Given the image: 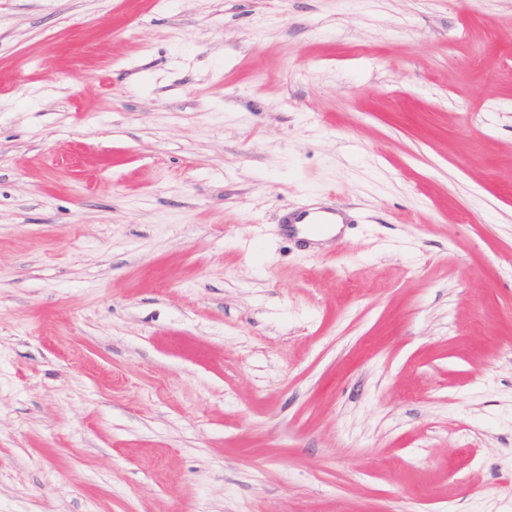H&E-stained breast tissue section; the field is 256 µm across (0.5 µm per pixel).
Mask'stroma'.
Here are the masks:
<instances>
[{"mask_svg":"<svg viewBox=\"0 0 512 512\" xmlns=\"http://www.w3.org/2000/svg\"><path fill=\"white\" fill-rule=\"evenodd\" d=\"M0 512H512V0H0Z\"/></svg>","mask_w":512,"mask_h":512,"instance_id":"1","label":"stroma"}]
</instances>
